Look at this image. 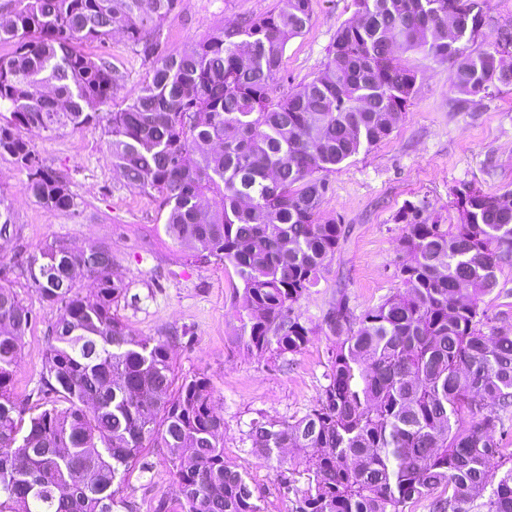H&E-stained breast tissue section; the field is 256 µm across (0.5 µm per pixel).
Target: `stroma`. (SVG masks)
<instances>
[{"label": "stroma", "mask_w": 512, "mask_h": 512, "mask_svg": "<svg viewBox=\"0 0 512 512\" xmlns=\"http://www.w3.org/2000/svg\"><path fill=\"white\" fill-rule=\"evenodd\" d=\"M275 3L180 0L164 24L162 49L188 50L212 28L265 14ZM311 10L310 26L286 47L281 92L318 72L338 27L353 15L352 0H311ZM86 50L105 53L123 72L110 108H124L149 63L118 32L105 45L93 43ZM402 59L423 73L418 93L387 140L330 174L324 209L336 216L345 236L319 286L294 306L295 316L315 327L317 334L302 353L284 358L252 353L237 341L241 300L233 268L196 259L192 250L167 236L157 193L142 191L113 170L102 128L65 129L53 135L27 131L46 164L67 177L80 207L74 213L45 209L23 192L25 173L10 157L0 156V194L11 205L16 227L13 237L0 241V277L36 315L19 349L11 384L14 396L24 400L35 395L48 329L59 315L58 306L32 292L18 258L52 239L73 248L103 241L115 258L113 277L124 286L117 315L136 336L168 339L178 378L207 374L215 407L224 418L225 460L247 472L260 493L262 512H292L294 492L305 488L306 479L292 470L278 476L247 453L242 438L250 421L260 416L298 418L317 404L333 349L331 336L322 329L323 317L338 295H345L359 314L399 287L397 269L407 257L397 247L394 216L405 201L426 200L453 224L458 220L452 205L457 191L512 190V89L460 108L449 90L447 65L431 64L414 52L403 53ZM286 479L293 481L294 491L284 489ZM119 495L135 504L136 512H152L158 499L176 498L166 452L146 449L143 465L124 475Z\"/></svg>", "instance_id": "stroma-1"}]
</instances>
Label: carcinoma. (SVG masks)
Returning a JSON list of instances; mask_svg holds the SVG:
<instances>
[{"mask_svg": "<svg viewBox=\"0 0 512 512\" xmlns=\"http://www.w3.org/2000/svg\"><path fill=\"white\" fill-rule=\"evenodd\" d=\"M178 4L16 0L0 18V43L12 45L0 55V155L26 172L23 189L44 208L74 212L69 181L24 132L103 127L113 168L161 198L165 233L233 267L247 349L299 354L314 330L293 307L320 284L342 236L323 209L328 174L386 140L418 92V71L398 52L448 63L454 101L476 105L512 87V23L487 35L486 0H354L323 67L280 94L286 46L310 25L311 0H277L165 53L163 23ZM116 29L151 73L107 111L124 75L80 45ZM479 39L486 48L468 51ZM454 206L458 223L445 224L424 200L403 204L394 221L411 260L398 268L400 288L358 317L336 299L317 405L249 423V453L280 474H307L295 512H404L421 498L429 512H512V467L500 470L495 439L512 422V333L484 332L481 307L512 264V190L469 187ZM13 226L0 198V238ZM114 264L103 242L53 239L29 254L35 293L60 307L36 413L10 388L33 310L0 283V512H133L116 486L146 448L166 449L178 488L154 512H261L247 475L224 459L209 377L173 390L168 341L135 336L115 314Z\"/></svg>", "mask_w": 512, "mask_h": 512, "instance_id": "1", "label": "carcinoma"}]
</instances>
